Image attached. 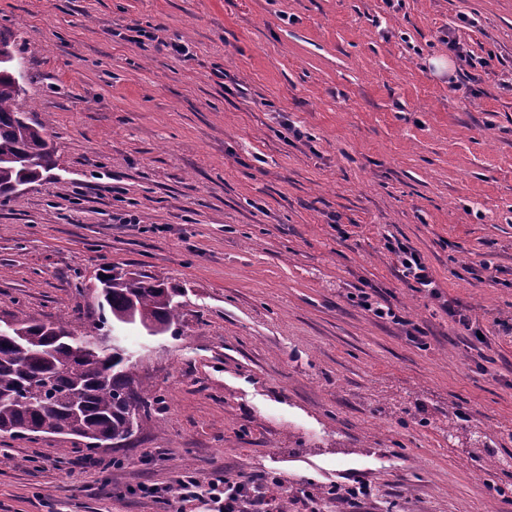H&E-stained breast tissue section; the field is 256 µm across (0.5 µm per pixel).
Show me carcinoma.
<instances>
[{"label": "carcinoma", "instance_id": "carcinoma-1", "mask_svg": "<svg viewBox=\"0 0 512 512\" xmlns=\"http://www.w3.org/2000/svg\"><path fill=\"white\" fill-rule=\"evenodd\" d=\"M24 93L10 66H0V198L8 199L17 185L43 179L56 166L55 148L44 137L45 127L22 120L19 100ZM101 306L120 327L140 326L161 335L178 322L182 295L178 288L103 269ZM107 318L85 336L62 324L49 331L39 321L16 317L9 336L0 335V435L31 439L41 433L71 434L104 442L111 436H132L142 417L164 403L143 387L125 348L109 358L92 340ZM83 394L80 413L70 403Z\"/></svg>", "mask_w": 512, "mask_h": 512}]
</instances>
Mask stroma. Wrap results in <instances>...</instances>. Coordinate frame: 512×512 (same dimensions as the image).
Wrapping results in <instances>:
<instances>
[{
  "instance_id": "1",
  "label": "stroma",
  "mask_w": 512,
  "mask_h": 512,
  "mask_svg": "<svg viewBox=\"0 0 512 512\" xmlns=\"http://www.w3.org/2000/svg\"><path fill=\"white\" fill-rule=\"evenodd\" d=\"M451 28L490 60L457 90ZM0 31L57 157L0 204V321L84 335L104 266L184 292L169 332L125 336L165 402L94 453L122 467L0 438V512H161L144 489L185 471L272 475L291 512L357 481L321 512H512V0H0ZM388 247L397 257L402 276L405 279H412L418 285L414 288L419 292L424 291L430 298L440 302L441 293L436 288L430 268L420 254L399 241H396V244L390 243Z\"/></svg>"
}]
</instances>
